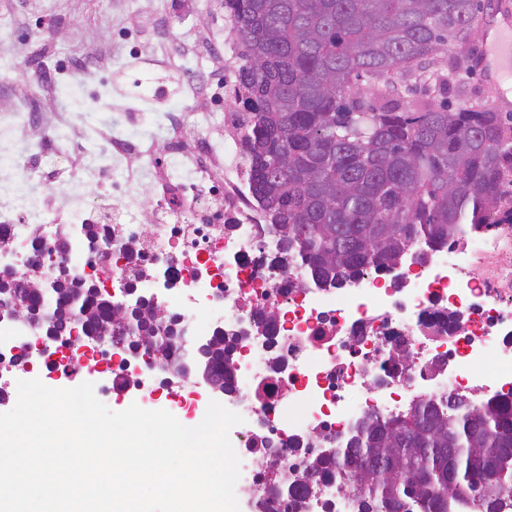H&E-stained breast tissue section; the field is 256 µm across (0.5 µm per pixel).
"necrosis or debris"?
Instances as JSON below:
<instances>
[{"instance_id": "necrosis-or-debris-1", "label": "necrosis or debris", "mask_w": 512, "mask_h": 512, "mask_svg": "<svg viewBox=\"0 0 512 512\" xmlns=\"http://www.w3.org/2000/svg\"><path fill=\"white\" fill-rule=\"evenodd\" d=\"M215 40L202 25L191 42L159 36L143 51L152 65L177 72L193 48ZM182 93L204 136L186 140L184 117L176 115L164 128L163 160L132 137L116 135L104 146L81 137L65 114L35 112L23 99L0 100V235L20 260L40 246L22 235V226L50 215L45 198L28 186L48 173L63 177L72 223L112 216L111 260L82 256L73 264L76 274L117 285L133 269L167 259L168 315L196 340L220 331L236 337L224 396L225 407L243 418L230 432L233 446L249 448L256 435H266L286 485L296 477L297 449L318 455L338 447L365 415H399L402 398L441 402L465 390L482 399L512 397V357L500 356L501 327L512 318L511 235L428 249L396 282L364 271L347 294L301 285V270L276 263L274 235L244 189L235 115L213 108L231 96L230 84L206 90L189 82ZM36 123L51 130L58 149L39 141L14 151L17 129ZM72 143L78 156L65 150ZM469 258L484 259L487 272L463 275ZM27 341L34 347L29 358L0 364L1 394L13 396L18 378L40 364L61 379L110 374L120 392L144 400L155 392L145 377L148 357L127 361L84 345L49 348L44 337L27 340L13 324L0 323V353ZM491 359L495 370L479 373Z\"/></svg>"}]
</instances>
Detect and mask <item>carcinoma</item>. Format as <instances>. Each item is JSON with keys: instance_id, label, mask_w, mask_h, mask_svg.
<instances>
[{"instance_id": "1", "label": "carcinoma", "mask_w": 512, "mask_h": 512, "mask_svg": "<svg viewBox=\"0 0 512 512\" xmlns=\"http://www.w3.org/2000/svg\"><path fill=\"white\" fill-rule=\"evenodd\" d=\"M478 0H224V19L240 45L236 104L246 115L240 152L249 194L282 242L285 268L302 267L323 288H339L367 269L386 270L423 247L454 246L512 224V113L456 108L444 99L388 95L394 80L448 90L430 68L448 46L467 44ZM23 288L22 314L39 308L43 280ZM54 318L71 316L88 340L110 337L124 314L97 289L69 275L52 281ZM169 317L139 315L140 345L166 370L181 363L167 343ZM209 371L224 384L233 338L205 340ZM447 448H457V458ZM319 479L333 474L354 512H501L512 495V404L496 397L448 420L422 399L402 417L367 415L332 460L311 456ZM468 500L448 507V475ZM272 487L307 512L309 485Z\"/></svg>"}]
</instances>
